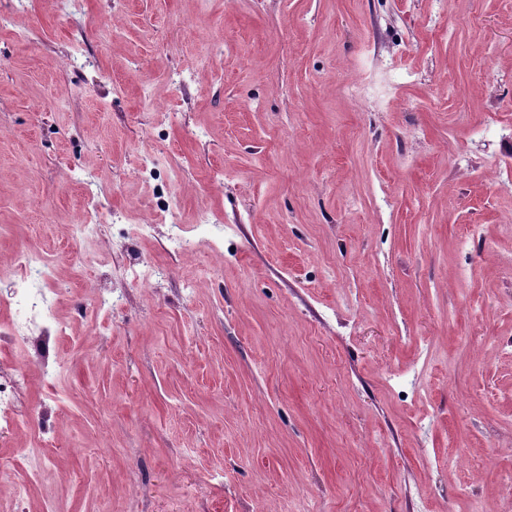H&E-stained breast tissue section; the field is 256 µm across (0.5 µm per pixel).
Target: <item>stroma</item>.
Wrapping results in <instances>:
<instances>
[{
    "label": "stroma",
    "mask_w": 512,
    "mask_h": 512,
    "mask_svg": "<svg viewBox=\"0 0 512 512\" xmlns=\"http://www.w3.org/2000/svg\"><path fill=\"white\" fill-rule=\"evenodd\" d=\"M509 155L512 0H0V512H512ZM20 274L15 287L6 299L0 297V306L13 313V319L0 324L2 335H10L16 349L25 350L32 334L40 327L50 339L64 336L70 331L67 322L58 318L47 301V288L53 260L43 253H21L11 260ZM20 383L16 373L0 374V432L13 430L17 425V393Z\"/></svg>",
    "instance_id": "1"
}]
</instances>
